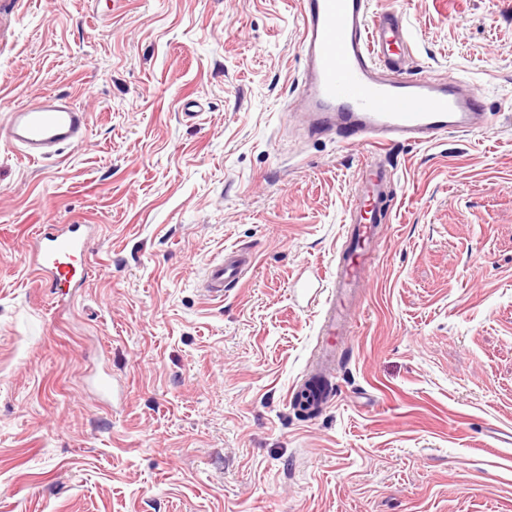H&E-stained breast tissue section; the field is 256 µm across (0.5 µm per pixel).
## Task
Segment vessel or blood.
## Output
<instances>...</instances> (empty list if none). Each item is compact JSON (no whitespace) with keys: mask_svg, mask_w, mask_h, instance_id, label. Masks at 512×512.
Returning <instances> with one entry per match:
<instances>
[{"mask_svg":"<svg viewBox=\"0 0 512 512\" xmlns=\"http://www.w3.org/2000/svg\"><path fill=\"white\" fill-rule=\"evenodd\" d=\"M301 53L305 80L288 109L303 113L310 130H333L342 143L371 147L360 184L348 207L347 250L331 278L319 334L321 347L309 363L307 383L297 388L310 414H321L335 399L328 380L334 371V337L346 334L344 304L358 288L363 272L375 261V248L394 172L381 160L392 144L424 145L448 132L485 130L487 110L478 88L460 92L458 77L447 83L425 76L408 77L392 46L408 47L409 32L398 12L376 14L370 0H302ZM89 115L70 96L41 93L11 108L0 139L32 160L56 155L82 142ZM94 231L89 224H43L33 238V264L44 273L56 299L67 301L82 287L80 265L90 250ZM253 265L251 253L225 251L205 271L203 291L214 300L239 285Z\"/></svg>","mask_w":512,"mask_h":512,"instance_id":"vessel-or-blood-1","label":"vessel or blood"}]
</instances>
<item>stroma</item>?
<instances>
[{
    "instance_id": "1",
    "label": "stroma",
    "mask_w": 512,
    "mask_h": 512,
    "mask_svg": "<svg viewBox=\"0 0 512 512\" xmlns=\"http://www.w3.org/2000/svg\"><path fill=\"white\" fill-rule=\"evenodd\" d=\"M371 8L403 13L408 74L485 86L493 128L388 149L312 418L290 391L324 297L293 283L335 266L369 149L286 109L299 0H0V122L43 92L90 114L44 161L0 142V512H512V0ZM47 222L97 227L67 306L23 257ZM228 248L255 266L219 303ZM252 254L242 249H225L224 258L211 262L205 271L203 291L213 300H224V290L236 287L252 268Z\"/></svg>"
}]
</instances>
